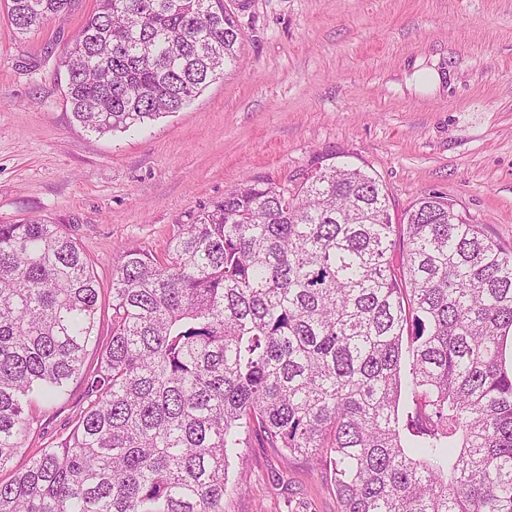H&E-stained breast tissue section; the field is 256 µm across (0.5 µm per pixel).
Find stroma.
I'll return each instance as SVG.
<instances>
[{"mask_svg": "<svg viewBox=\"0 0 512 512\" xmlns=\"http://www.w3.org/2000/svg\"><path fill=\"white\" fill-rule=\"evenodd\" d=\"M238 62L138 135L74 123L56 79L94 0L20 33L0 0V223L39 217L75 239L101 288L127 247L162 252L225 190L283 183L317 156L382 180L392 214L424 193L453 200L512 246V0H226ZM444 81L427 92L418 72ZM83 386L44 408L31 448L66 434ZM224 512H339L331 472L246 436Z\"/></svg>", "mask_w": 512, "mask_h": 512, "instance_id": "stroma-1", "label": "stroma"}]
</instances>
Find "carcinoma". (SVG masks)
Masks as SVG:
<instances>
[{"instance_id":"1","label":"carcinoma","mask_w":512,"mask_h":512,"mask_svg":"<svg viewBox=\"0 0 512 512\" xmlns=\"http://www.w3.org/2000/svg\"><path fill=\"white\" fill-rule=\"evenodd\" d=\"M71 3L7 12L23 33ZM241 43L224 0H96L57 69L74 122L114 135L178 112ZM100 295L56 225L0 224V512H224L256 429L327 465L341 512H512V246L448 197L396 224L376 175L322 155L225 192L160 254L125 249L105 341ZM74 380L70 433L14 468Z\"/></svg>"}]
</instances>
